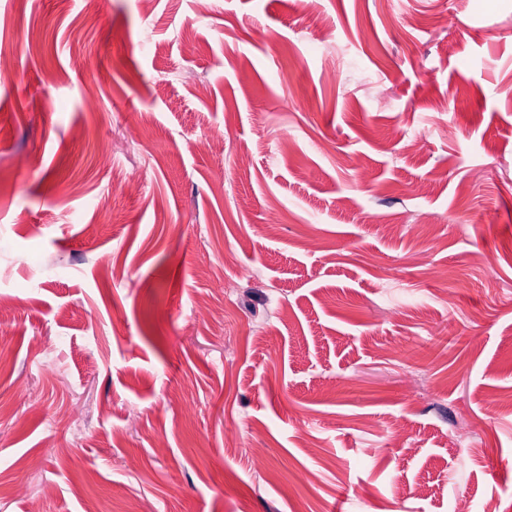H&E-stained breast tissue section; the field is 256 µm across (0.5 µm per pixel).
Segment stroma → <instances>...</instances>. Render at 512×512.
Instances as JSON below:
<instances>
[{
	"label": "stroma",
	"mask_w": 512,
	"mask_h": 512,
	"mask_svg": "<svg viewBox=\"0 0 512 512\" xmlns=\"http://www.w3.org/2000/svg\"><path fill=\"white\" fill-rule=\"evenodd\" d=\"M0 51V512H512V0H0Z\"/></svg>",
	"instance_id": "obj_1"
}]
</instances>
